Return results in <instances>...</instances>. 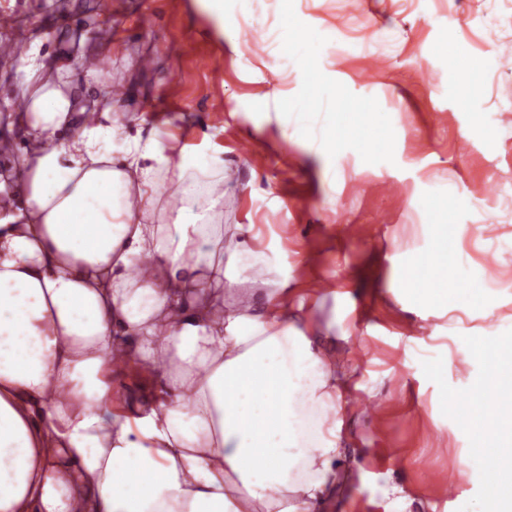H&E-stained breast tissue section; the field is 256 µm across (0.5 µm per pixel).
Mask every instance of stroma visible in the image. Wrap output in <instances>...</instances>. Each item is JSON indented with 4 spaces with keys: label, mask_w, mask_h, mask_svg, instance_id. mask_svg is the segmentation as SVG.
<instances>
[{
    "label": "stroma",
    "mask_w": 512,
    "mask_h": 512,
    "mask_svg": "<svg viewBox=\"0 0 512 512\" xmlns=\"http://www.w3.org/2000/svg\"><path fill=\"white\" fill-rule=\"evenodd\" d=\"M283 10L295 36L321 28L335 54L330 79L341 102L325 119L334 157L283 134L271 101L298 87L266 52L264 30L231 28L214 40L194 0H0V46L41 30L49 63H74L82 50L109 63L105 86L122 92L120 120H146L166 143L213 133L228 174L215 206L224 236L237 240L248 224L260 233V260L237 294L260 306L287 282L325 351L352 368L337 484L322 512H388L394 486L404 512H460L465 503L512 512L475 468H460V492L448 497L449 466L482 444L481 423L458 414L459 397L493 389L460 343L492 333L512 341V292L481 307L446 278L453 267L463 279L485 278L479 255L491 244L512 274V208L494 212V240L478 231L480 188L512 186V74L499 65L512 58V0H273L271 14ZM460 10L474 24L449 26ZM244 43L248 52H238ZM461 54L493 63L464 74ZM462 94L480 111H462ZM461 194L467 206L448 224ZM417 222L447 224L453 251H434L428 235L404 245ZM424 250L440 273L427 299L408 281ZM343 277L353 283L348 299L338 293Z\"/></svg>",
    "instance_id": "stroma-1"
}]
</instances>
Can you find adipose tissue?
<instances>
[{
  "label": "adipose tissue",
  "instance_id": "adipose-tissue-1",
  "mask_svg": "<svg viewBox=\"0 0 512 512\" xmlns=\"http://www.w3.org/2000/svg\"><path fill=\"white\" fill-rule=\"evenodd\" d=\"M196 2L219 37L267 22L266 0ZM291 23L277 17L268 54L333 101L323 32L299 54ZM43 41L12 58L27 144L0 203V512H318L351 373L285 289L258 312L227 301L257 252L224 247L213 134L167 144L79 104ZM127 366L149 381L130 399L114 383Z\"/></svg>",
  "mask_w": 512,
  "mask_h": 512
}]
</instances>
